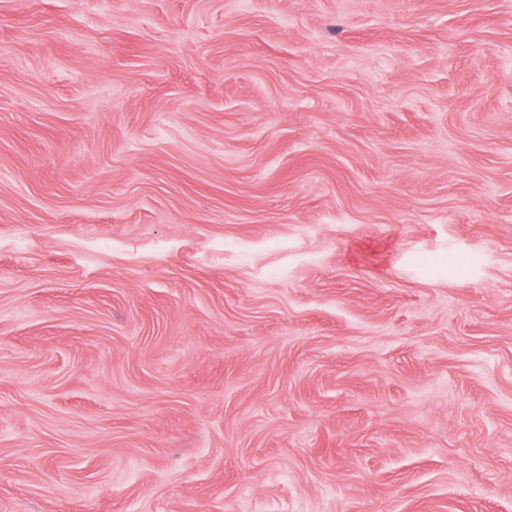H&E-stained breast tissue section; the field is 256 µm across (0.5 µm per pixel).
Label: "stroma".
I'll list each match as a JSON object with an SVG mask.
<instances>
[{
  "label": "stroma",
  "instance_id": "1",
  "mask_svg": "<svg viewBox=\"0 0 512 512\" xmlns=\"http://www.w3.org/2000/svg\"><path fill=\"white\" fill-rule=\"evenodd\" d=\"M0 512H512V0H0Z\"/></svg>",
  "mask_w": 512,
  "mask_h": 512
}]
</instances>
